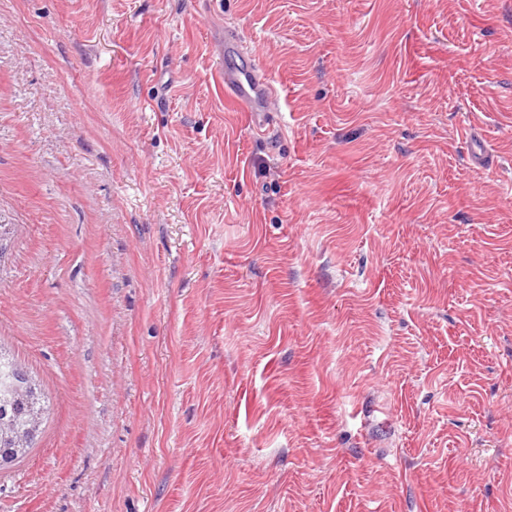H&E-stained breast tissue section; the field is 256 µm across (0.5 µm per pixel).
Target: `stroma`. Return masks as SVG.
<instances>
[{
	"mask_svg": "<svg viewBox=\"0 0 512 512\" xmlns=\"http://www.w3.org/2000/svg\"><path fill=\"white\" fill-rule=\"evenodd\" d=\"M0 224V512H512V0H0ZM219 56L215 76L224 86V97L237 102L250 114L253 132L267 135L274 112H280L281 97L269 73L256 62L253 46L235 25L225 24L224 45L219 48ZM46 409L45 397L39 385L27 371L18 368L15 357L3 351L0 346V451L1 448H15L12 445L14 434L28 432L30 423L28 417L22 414L23 411H34L40 414L42 420L40 432H42ZM40 416L30 414L32 431L29 435L17 439L18 448H26L35 439L39 432ZM28 450L29 448H26L19 453L17 459L23 457Z\"/></svg>",
	"mask_w": 512,
	"mask_h": 512,
	"instance_id": "obj_1",
	"label": "stroma"
}]
</instances>
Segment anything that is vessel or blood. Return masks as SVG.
Returning a JSON list of instances; mask_svg holds the SVG:
<instances>
[{
	"instance_id": "1",
	"label": "vessel or blood",
	"mask_w": 512,
	"mask_h": 512,
	"mask_svg": "<svg viewBox=\"0 0 512 512\" xmlns=\"http://www.w3.org/2000/svg\"><path fill=\"white\" fill-rule=\"evenodd\" d=\"M219 54L215 76L224 87L225 97L249 113L253 132L268 134L281 97L269 73L256 62L253 46L236 26L228 24Z\"/></svg>"
}]
</instances>
